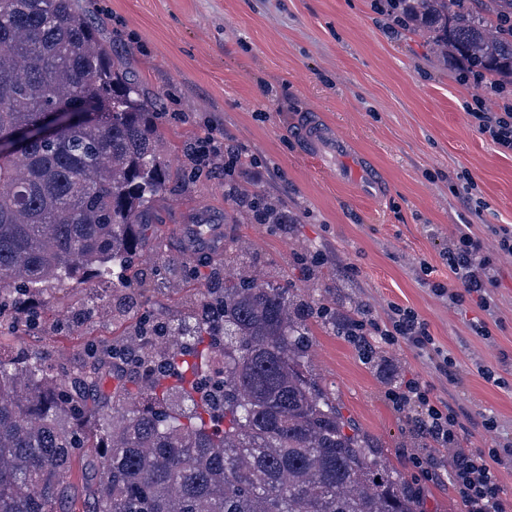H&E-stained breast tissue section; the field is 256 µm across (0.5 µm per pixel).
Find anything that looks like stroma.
I'll list each match as a JSON object with an SVG mask.
<instances>
[{
	"label": "stroma",
	"mask_w": 512,
	"mask_h": 512,
	"mask_svg": "<svg viewBox=\"0 0 512 512\" xmlns=\"http://www.w3.org/2000/svg\"><path fill=\"white\" fill-rule=\"evenodd\" d=\"M102 18L99 35L166 103L159 149L169 168L155 205L159 229L150 255L173 265L169 285L145 292L139 312L70 329L63 323L87 297L84 286L39 296L43 323L17 329L4 355L41 352L49 363L88 370L86 342L108 346L133 334L140 312L174 321L196 312L201 291L223 257L194 259L178 229L210 215L224 227L227 252H245L269 278L298 290L323 287L337 318L369 311L386 319L389 305L414 309L456 366L438 371L402 344L365 361L340 334L311 322L310 369L336 393L343 415L371 446L419 488L426 512H466L451 480L448 450L424 447L415 412L397 410L390 384L417 377L460 422V445L512 447V256L489 228L512 226V154L482 134L469 106L476 89L462 79L461 57L442 56L427 36L400 28L385 0H75ZM335 124L355 153L368 157L389 189L362 197L337 180L331 158H308L293 130L305 114ZM214 137L242 150L239 162L193 173L189 145ZM260 194L290 223H260L228 197L229 187ZM470 225L494 265L490 311L455 305L423 284L448 279V245ZM486 321L489 337L475 334ZM493 369L487 382L477 365ZM494 431L483 425L486 416Z\"/></svg>",
	"instance_id": "obj_1"
}]
</instances>
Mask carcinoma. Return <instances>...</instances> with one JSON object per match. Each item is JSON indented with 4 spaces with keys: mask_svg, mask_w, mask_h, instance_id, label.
I'll return each mask as SVG.
<instances>
[{
    "mask_svg": "<svg viewBox=\"0 0 512 512\" xmlns=\"http://www.w3.org/2000/svg\"><path fill=\"white\" fill-rule=\"evenodd\" d=\"M406 27L484 77L512 79V0H389ZM95 114L36 136L53 115ZM159 97L114 62L74 0H0V338L33 298L72 282L99 315L105 288L129 312L166 284L135 266L166 190ZM201 305L214 325L168 323L177 343L140 367L151 404L98 368L0 355V512H425L420 493L345 418L308 365L314 297L243 257ZM93 457L88 499L67 506L73 462Z\"/></svg>",
    "mask_w": 512,
    "mask_h": 512,
    "instance_id": "obj_1",
    "label": "carcinoma"
}]
</instances>
